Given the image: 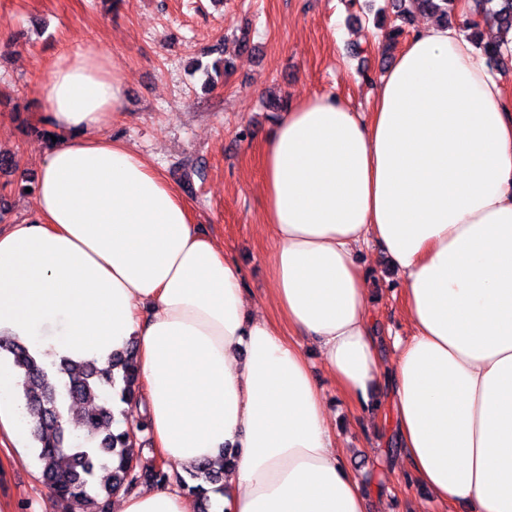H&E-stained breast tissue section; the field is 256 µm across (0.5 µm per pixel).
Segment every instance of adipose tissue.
<instances>
[{
    "label": "adipose tissue",
    "instance_id": "1",
    "mask_svg": "<svg viewBox=\"0 0 512 512\" xmlns=\"http://www.w3.org/2000/svg\"><path fill=\"white\" fill-rule=\"evenodd\" d=\"M39 92L57 140L32 215L0 231V336L47 363L102 366L136 341L161 457L186 472L232 450L222 512H365L298 342L309 338L353 406L377 408L387 385L433 503L512 512V104L459 26L410 35L372 116L330 95L275 115L262 191L277 323L250 310L241 267L167 178L104 135L124 109L114 56H60ZM372 243L402 275L413 328L389 368L359 261ZM18 381L0 353V429L20 449L33 422ZM112 508L195 510L174 484Z\"/></svg>",
    "mask_w": 512,
    "mask_h": 512
}]
</instances>
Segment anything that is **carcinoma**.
I'll return each instance as SVG.
<instances>
[{"label":"carcinoma","mask_w":512,"mask_h":512,"mask_svg":"<svg viewBox=\"0 0 512 512\" xmlns=\"http://www.w3.org/2000/svg\"><path fill=\"white\" fill-rule=\"evenodd\" d=\"M392 9L394 22L385 34L387 50L408 34L395 21H410L424 13L446 25L453 13L466 17V35L490 68L504 70L512 61V51L497 41L481 39L483 25L512 30V0H393ZM0 351L11 355L21 379L24 407L36 414L31 435L55 512H110L114 496L134 492L144 480L176 483L195 498L199 512H209L212 495L224 494V472L204 463L184 476L169 466H156L153 459L143 464L129 455L130 433L112 431V403L102 399L104 389H111L124 404H141L133 344L112 354L105 367L94 360L67 358L46 364L15 340L0 339ZM68 404L84 406L83 436L77 439L63 424Z\"/></svg>","instance_id":"obj_1"}]
</instances>
